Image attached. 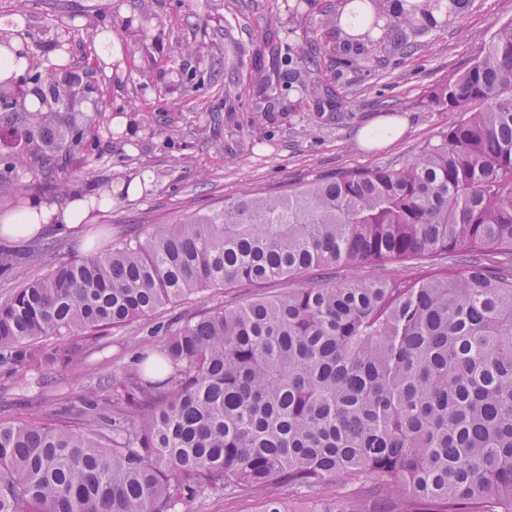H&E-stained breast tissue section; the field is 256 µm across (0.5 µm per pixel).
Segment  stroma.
<instances>
[{
    "label": "stroma",
    "mask_w": 512,
    "mask_h": 512,
    "mask_svg": "<svg viewBox=\"0 0 512 512\" xmlns=\"http://www.w3.org/2000/svg\"><path fill=\"white\" fill-rule=\"evenodd\" d=\"M20 9L26 16L16 35L35 57L80 75L96 68L103 109L102 122L87 134L86 156L54 171L70 193L45 189L28 197L63 204L74 194L112 196L111 206L92 215L90 233L54 227L40 241L17 243L27 256L21 270L31 279L107 250L118 236L222 208L245 190L274 195L343 168L411 159L462 119L424 109L421 99L468 69L512 21V0H469L447 27L427 35V48L388 57L372 73L340 74L322 59L324 87L337 98L338 113L320 111L292 91L289 109L266 120L252 111L258 88L250 73L259 63L288 83L279 56L264 45L305 44L311 18L296 14L295 0H0V18ZM103 31L117 44L108 67L93 61ZM388 116L406 121L403 135L381 148L362 145L360 132ZM251 294L248 288L204 294L168 308L154 327L111 331L73 366H49L22 379L2 368L0 419L35 413L48 420L84 389L110 394L113 372L159 346L164 325Z\"/></svg>",
    "instance_id": "stroma-1"
}]
</instances>
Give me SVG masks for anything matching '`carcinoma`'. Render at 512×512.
Instances as JSON below:
<instances>
[{
  "label": "carcinoma",
  "mask_w": 512,
  "mask_h": 512,
  "mask_svg": "<svg viewBox=\"0 0 512 512\" xmlns=\"http://www.w3.org/2000/svg\"><path fill=\"white\" fill-rule=\"evenodd\" d=\"M469 0H343L280 55L321 96L316 56L371 72ZM268 110L282 86L255 74ZM466 114L407 163L349 168L22 278L0 302V364L68 367L108 331L193 295L305 278L281 296L167 326L112 395H78L51 422H0V512H184L221 491L336 497L318 512H512V21L421 100ZM74 112H9L12 172L73 153ZM48 186L5 182L0 195ZM460 258L444 265L448 255ZM424 259L408 278L329 284L341 265Z\"/></svg>",
  "instance_id": "1"
}]
</instances>
